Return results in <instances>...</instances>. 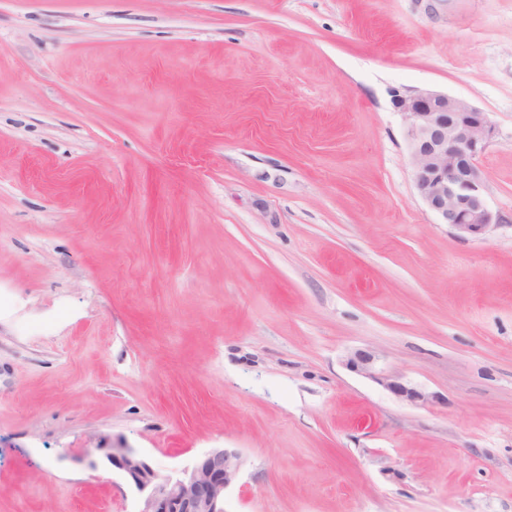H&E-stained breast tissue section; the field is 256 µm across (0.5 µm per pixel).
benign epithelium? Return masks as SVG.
I'll list each match as a JSON object with an SVG mask.
<instances>
[{
	"label": "benign epithelium",
	"mask_w": 512,
	"mask_h": 512,
	"mask_svg": "<svg viewBox=\"0 0 512 512\" xmlns=\"http://www.w3.org/2000/svg\"><path fill=\"white\" fill-rule=\"evenodd\" d=\"M408 140L415 185L423 202L440 223L459 234L481 237L501 222L486 197L477 160L494 127L486 113L466 100L432 90L396 94ZM376 355L357 350L346 358L350 369L377 379L395 396L414 405L437 399L390 376L375 372ZM105 462L120 472L139 495L137 512H224V494L243 465L231 448H214L176 475L161 476L133 448H102Z\"/></svg>",
	"instance_id": "7a95c632"
}]
</instances>
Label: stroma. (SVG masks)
Wrapping results in <instances>:
<instances>
[{"instance_id": "35a3bbf8", "label": "stroma", "mask_w": 512, "mask_h": 512, "mask_svg": "<svg viewBox=\"0 0 512 512\" xmlns=\"http://www.w3.org/2000/svg\"><path fill=\"white\" fill-rule=\"evenodd\" d=\"M412 89L495 126L483 237ZM100 445L237 449L224 512H512V0H0V512H135ZM408 140L415 185L440 223L459 234L481 237L501 222L486 197L477 160L494 127L485 112L466 100L432 90L395 94ZM375 360L376 355L373 352L357 350L346 358V366L354 371L376 377ZM376 379L395 396L414 405H425L438 399L437 396L427 395L399 378L377 375Z\"/></svg>"}]
</instances>
